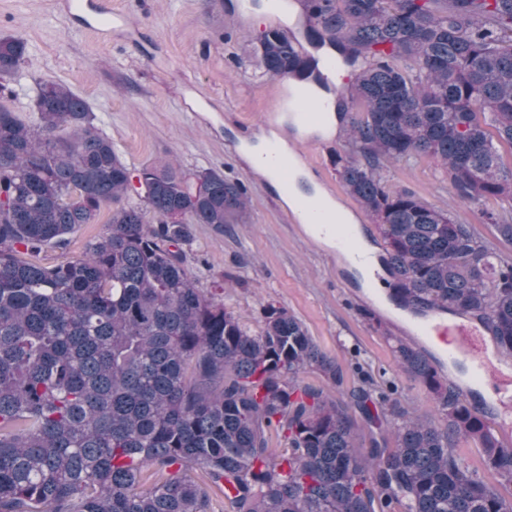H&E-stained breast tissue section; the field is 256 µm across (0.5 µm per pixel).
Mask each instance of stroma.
Wrapping results in <instances>:
<instances>
[{
	"label": "stroma",
	"mask_w": 512,
	"mask_h": 512,
	"mask_svg": "<svg viewBox=\"0 0 512 512\" xmlns=\"http://www.w3.org/2000/svg\"><path fill=\"white\" fill-rule=\"evenodd\" d=\"M60 0H0V37L20 39L26 61L7 84L5 103L26 122H39L33 103L41 83L68 85L88 104L92 123L130 168L175 160L193 174L208 169L241 183L249 207L238 224L216 234L191 227L185 264L197 287L220 290L226 311L259 334L263 310L286 308L320 349L341 365L344 391L395 382L409 411L435 414L432 393L397 366V340H411L403 321L380 305L346 261L308 237L289 217V207L237 147L239 140L276 131L316 187H327L356 228L375 231L374 219L349 195L336 160L352 158L343 131L363 113L347 86L356 67L345 69L338 88L339 127L323 144L280 123V100L293 80L264 75L252 50L269 28L288 18L237 0H102L126 17L105 37L67 17ZM387 190H406L430 206L452 210L497 253L512 255L493 218L512 214V197L459 201L445 170L432 158L381 162Z\"/></svg>",
	"instance_id": "stroma-1"
}]
</instances>
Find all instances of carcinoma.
Here are the masks:
<instances>
[{"instance_id":"carcinoma-1","label":"carcinoma","mask_w":512,"mask_h":512,"mask_svg":"<svg viewBox=\"0 0 512 512\" xmlns=\"http://www.w3.org/2000/svg\"><path fill=\"white\" fill-rule=\"evenodd\" d=\"M294 2L308 42L362 61L351 89L365 115L347 127L359 158L339 174L377 222L392 300L471 314L512 357V261L492 262L471 225L377 173L382 159L424 155L461 201L512 196L497 148L512 147V0ZM24 55L0 38V91ZM253 58L272 77L304 78L314 63L280 28ZM34 106L30 125L0 105V512H208L197 469L231 512H512L455 442L478 443L507 484L512 444L423 349L401 342L397 362L432 391L443 429L391 389L336 397L342 367L286 308L267 306L255 336L195 286L181 245L192 224L222 235L238 223L240 184L209 169L201 192L162 163L139 168L134 190L69 86L41 84ZM105 209L85 254L41 262ZM308 368L329 387L304 382ZM360 419L393 445L356 447Z\"/></svg>"}]
</instances>
